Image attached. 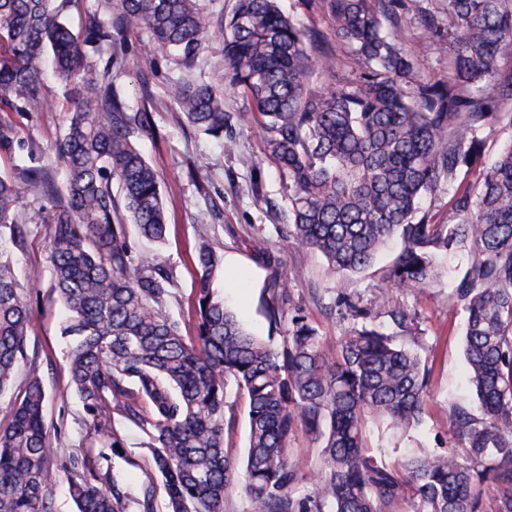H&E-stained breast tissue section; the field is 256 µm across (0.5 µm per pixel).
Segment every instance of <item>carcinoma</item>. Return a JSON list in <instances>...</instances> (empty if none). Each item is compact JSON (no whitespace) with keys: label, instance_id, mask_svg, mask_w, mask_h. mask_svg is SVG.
I'll return each mask as SVG.
<instances>
[{"label":"carcinoma","instance_id":"1","mask_svg":"<svg viewBox=\"0 0 512 512\" xmlns=\"http://www.w3.org/2000/svg\"><path fill=\"white\" fill-rule=\"evenodd\" d=\"M73 0H0V107L50 106L46 71L64 85L73 111L55 145L62 168L35 161L19 181L0 178V394L28 365L19 400L0 426V512H53L64 473L77 512H128L125 492L106 473L71 455L52 463L45 389L29 360V288L11 252L25 246L21 186L50 204L44 220L52 288L67 317L70 384L103 447H123L118 415L143 430L169 512H224L226 491L245 474L251 512H390L412 490L422 512H484L482 487L498 493L492 512H512V145L487 164L484 133L512 125V0H318L335 42L300 26L280 0H236L212 21L204 0H97L84 36L64 20ZM106 9L110 22L101 19ZM417 20L429 44L448 42V78L419 75L398 30ZM135 21L151 48L168 52L182 74L169 101L188 123L219 138L229 115L224 90L191 79L213 33L224 46V80L248 101L269 157L288 179V235L323 255L338 275L361 273L390 240L400 242L384 271L386 289L433 284V254L464 249L468 266L452 302L467 314L465 377L481 408L452 406L454 443L441 454L406 452L389 464L363 441L369 420L407 432L427 413L428 359L372 321L369 308L343 304L353 326L322 348V337L277 279L266 315L279 346L249 332L213 287L221 257L201 234L196 249L197 335L185 338L170 310L173 268L136 254L129 226L165 241L168 216L157 170L131 142L151 127L148 109L129 113L114 88L112 53L96 56ZM350 59L351 76L337 50ZM323 74L326 91L309 87ZM23 147L0 123V151ZM479 172L470 182L466 175ZM448 188V222L422 200ZM124 207H119L116 197ZM247 400L244 459L224 451L226 388ZM325 464L312 495L288 456L298 430Z\"/></svg>","mask_w":512,"mask_h":512}]
</instances>
